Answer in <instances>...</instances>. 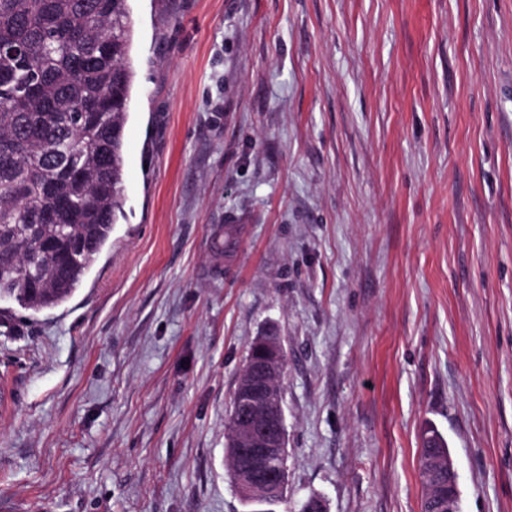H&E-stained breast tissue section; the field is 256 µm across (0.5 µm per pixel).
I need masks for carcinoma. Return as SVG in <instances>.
<instances>
[{
    "label": "carcinoma",
    "mask_w": 512,
    "mask_h": 512,
    "mask_svg": "<svg viewBox=\"0 0 512 512\" xmlns=\"http://www.w3.org/2000/svg\"><path fill=\"white\" fill-rule=\"evenodd\" d=\"M129 2L0 0V300L26 310L66 302L125 216ZM53 194L68 206L43 225ZM448 454L427 431L419 462Z\"/></svg>",
    "instance_id": "obj_1"
}]
</instances>
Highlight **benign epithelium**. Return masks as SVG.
I'll use <instances>...</instances> for the list:
<instances>
[{"instance_id": "1", "label": "benign epithelium", "mask_w": 512, "mask_h": 512, "mask_svg": "<svg viewBox=\"0 0 512 512\" xmlns=\"http://www.w3.org/2000/svg\"><path fill=\"white\" fill-rule=\"evenodd\" d=\"M258 357L249 361L242 377L243 391L252 403L231 408L232 432L226 434L228 459L234 461L239 485L255 498L284 497L287 492V466L274 461L286 458L287 438L283 395L278 378L285 365L281 347L268 336L257 339ZM457 470L448 460V484L438 492L443 512H454V483Z\"/></svg>"}]
</instances>
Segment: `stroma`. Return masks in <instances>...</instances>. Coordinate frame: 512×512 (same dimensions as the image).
I'll return each instance as SVG.
<instances>
[{
  "mask_svg": "<svg viewBox=\"0 0 512 512\" xmlns=\"http://www.w3.org/2000/svg\"><path fill=\"white\" fill-rule=\"evenodd\" d=\"M124 218L0 301V512H246L228 414L279 336L288 501L512 512V0H132ZM431 442H433L432 448H427L431 446ZM448 454L451 455L448 444L440 435L436 434L435 431L429 430L425 433L423 438V448H421L419 462L424 464V461L428 458L436 460L439 462L441 467L446 468L448 464V484L442 488H440L438 492V500L439 505L443 511L440 512H454L453 509V501H454V490H455V510L456 512H462L461 510V494L459 490V484L457 482L456 488L453 489L454 483L457 480V470L455 469L453 460L451 457H448Z\"/></svg>",
  "mask_w": 512,
  "mask_h": 512,
  "instance_id": "obj_1",
  "label": "stroma"
}]
</instances>
